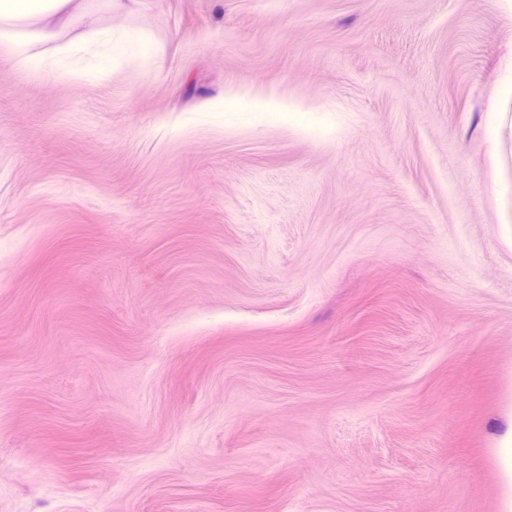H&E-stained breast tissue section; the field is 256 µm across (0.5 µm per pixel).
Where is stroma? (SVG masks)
I'll use <instances>...</instances> for the list:
<instances>
[{
    "label": "stroma",
    "mask_w": 512,
    "mask_h": 512,
    "mask_svg": "<svg viewBox=\"0 0 512 512\" xmlns=\"http://www.w3.org/2000/svg\"><path fill=\"white\" fill-rule=\"evenodd\" d=\"M0 63V512H499L512 0H146ZM270 90L329 140L194 124ZM143 1L0 0V61L45 84L106 77L124 63L151 65L159 48L149 33L98 20L101 11L133 15ZM497 100L500 108L486 112L483 124L485 140L496 148V151L489 155L492 165H496L501 159V146L506 133L512 135V116L507 112V109L512 106V73L498 86Z\"/></svg>",
    "instance_id": "stroma-1"
}]
</instances>
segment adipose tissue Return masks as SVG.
Segmentation results:
<instances>
[{
  "label": "adipose tissue",
  "mask_w": 512,
  "mask_h": 512,
  "mask_svg": "<svg viewBox=\"0 0 512 512\" xmlns=\"http://www.w3.org/2000/svg\"><path fill=\"white\" fill-rule=\"evenodd\" d=\"M143 0H0V61L42 83L105 77L125 63L155 62L159 49L151 35L136 28L113 30L99 13L132 15ZM498 109L487 112L483 135L498 163L506 134H512V77L497 90ZM201 124L221 127L234 116L270 128L297 129L327 138L333 113L306 108L272 92L227 93L199 107Z\"/></svg>",
  "instance_id": "obj_1"
}]
</instances>
